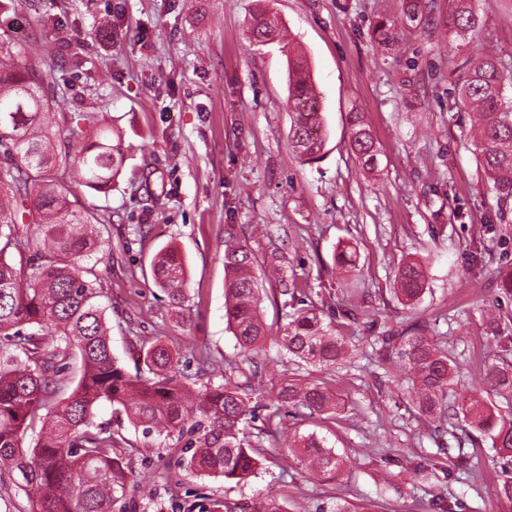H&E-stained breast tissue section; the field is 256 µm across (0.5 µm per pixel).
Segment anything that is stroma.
<instances>
[{
  "mask_svg": "<svg viewBox=\"0 0 512 512\" xmlns=\"http://www.w3.org/2000/svg\"><path fill=\"white\" fill-rule=\"evenodd\" d=\"M0 42L37 45L51 67L48 120L60 143H76L68 113L107 112L124 133L126 173L109 197L70 180L71 207L107 220L102 259L112 354L129 373L139 344L158 339L180 354L181 372L207 353L235 381L258 372L272 386L294 367L277 338L288 311L318 309L349 337L352 356L319 377L340 401L337 421L284 416L287 434L326 438L344 460L337 479H308L299 460L277 453L239 486L179 468L152 449L135 461L136 512H204L215 496L242 503L280 493L284 512H331L347 499L376 512H502L496 459L454 479L455 427L413 404L405 376L385 360L380 340L421 329L458 365L455 393L492 360L512 362V211L477 166L467 113L454 106L470 51L440 22L400 25L402 0H8ZM266 7L283 41L248 35ZM482 46L512 71V0H474ZM109 16V41L91 28ZM397 21L386 50L373 43L378 19ZM62 29H54L53 19ZM307 59L326 132L318 160L297 158L290 139L288 57ZM362 113L378 150L362 170L348 115ZM234 229L256 257L268 340L242 357L224 318V232ZM167 245L188 263L187 308L179 324L153 284L150 262ZM354 254L342 269L336 256ZM280 258L279 276L264 261ZM420 262L425 292L401 304L400 264ZM294 301H286L282 288Z\"/></svg>",
  "mask_w": 512,
  "mask_h": 512,
  "instance_id": "stroma-1",
  "label": "stroma"
}]
</instances>
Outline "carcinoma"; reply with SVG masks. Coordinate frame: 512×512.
Here are the masks:
<instances>
[{"label":"carcinoma","mask_w":512,"mask_h":512,"mask_svg":"<svg viewBox=\"0 0 512 512\" xmlns=\"http://www.w3.org/2000/svg\"><path fill=\"white\" fill-rule=\"evenodd\" d=\"M473 0H452L448 27L472 47L469 69L458 88L460 110L476 113L469 130L484 174L493 182L498 201H512V75L505 76L499 58L480 47L481 19ZM394 23L377 21L372 38L383 49L393 44ZM250 36L267 42L279 36L274 21L260 12L249 23ZM292 141L298 158L311 161L324 146L320 102L304 59L288 61ZM52 95L40 66L26 51L0 45V475H17L30 512H126L136 486L131 446L120 453L112 427L95 423L94 410L108 403L126 415L143 437L161 443L177 434L186 440V468L198 475L239 484L259 469L271 450L264 437L278 438L286 414L335 416L337 403L325 383L303 377L276 385L268 402L251 396L234 379L196 389L178 367L179 353L161 341L142 344L147 374L131 375L112 355L102 288L90 261L97 257L104 229L97 213L70 209L71 187L61 169L69 152L58 149L56 132L46 123ZM351 139L364 170L375 167L374 141L360 113L350 115ZM123 132L104 124L85 138L76 164L86 187L107 197L123 172ZM36 226L39 237L29 236ZM254 258L231 230L225 231L224 310L229 329L248 355L267 340L260 311L262 283L252 274ZM151 274L170 306L185 311L187 261L175 247H165L151 261ZM425 276L416 261L402 265L394 292L413 306L423 293ZM289 360L332 370L349 352L347 337L333 332L313 309L303 308L279 337ZM381 348L400 362L412 385L414 404L428 417L448 415L466 425L465 442L473 447L491 441L501 460V502L512 506V412L488 404L486 387L512 393V362H490L481 382L452 405L446 403L455 381L452 358L422 332ZM72 354L79 374L69 380L59 358ZM267 411L265 428L255 435L249 421ZM39 430L31 448L23 446L29 431ZM309 477L338 472L341 457L316 434L299 435L288 446ZM206 512H283L269 491L248 504L217 498Z\"/></svg>","instance_id":"cac0c4a2"}]
</instances>
